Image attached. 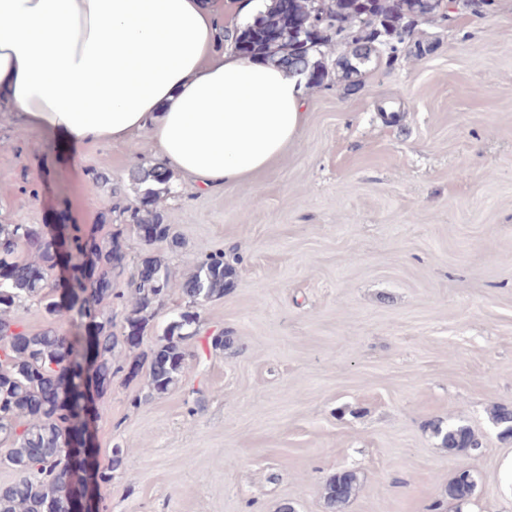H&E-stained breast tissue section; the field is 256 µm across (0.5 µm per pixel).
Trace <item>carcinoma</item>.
I'll return each instance as SVG.
<instances>
[{
    "label": "carcinoma",
    "instance_id": "cac0c4a2",
    "mask_svg": "<svg viewBox=\"0 0 512 512\" xmlns=\"http://www.w3.org/2000/svg\"><path fill=\"white\" fill-rule=\"evenodd\" d=\"M441 8V0H263V5L241 26L224 28L222 45L241 55L278 58L279 63L306 74L309 86L321 87L337 80L356 85L361 69L382 51L395 53L413 34L412 24ZM341 45L346 53L336 60V71L326 64L329 50ZM146 185L143 203L126 207V221L146 228L144 244L179 238L163 223L153 202L160 198V185L170 173L160 166L132 172ZM127 254L113 233L107 245H98L75 225L0 224V441L10 448L0 457L20 475L0 485V512H67L76 491V475L83 471L81 454L70 455L65 442L90 445L86 438L88 418L76 404L83 397L84 372H89L97 397L112 388L118 372L117 355L132 352L142 343L168 289L172 272L161 259L145 256L139 266L154 271L152 278L131 276L130 309L120 332L112 331L113 275L123 271ZM62 269L65 276L56 286L47 284L48 274ZM235 274L234 265L222 253L198 262L182 285L184 308L159 337L151 353L148 373L150 394L161 395L176 386L185 365L184 341L199 333L196 308L224 294ZM37 302L52 319L74 316L93 332V362L84 369L81 339L53 328L27 331L16 312L27 302ZM502 433L512 436V408L493 410ZM442 445L464 451L479 447L470 428L443 430ZM125 450L115 448L103 481L123 463ZM357 486L352 471L337 473L325 489L329 512H344ZM474 480L463 472L448 483V499L469 498Z\"/></svg>",
    "mask_w": 512,
    "mask_h": 512
}]
</instances>
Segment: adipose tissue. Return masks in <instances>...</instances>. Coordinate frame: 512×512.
Masks as SVG:
<instances>
[{
	"mask_svg": "<svg viewBox=\"0 0 512 512\" xmlns=\"http://www.w3.org/2000/svg\"><path fill=\"white\" fill-rule=\"evenodd\" d=\"M223 25L224 0H0V112L54 152L145 131L195 190L248 181L303 128L306 78Z\"/></svg>",
	"mask_w": 512,
	"mask_h": 512,
	"instance_id": "obj_1",
	"label": "adipose tissue"
}]
</instances>
